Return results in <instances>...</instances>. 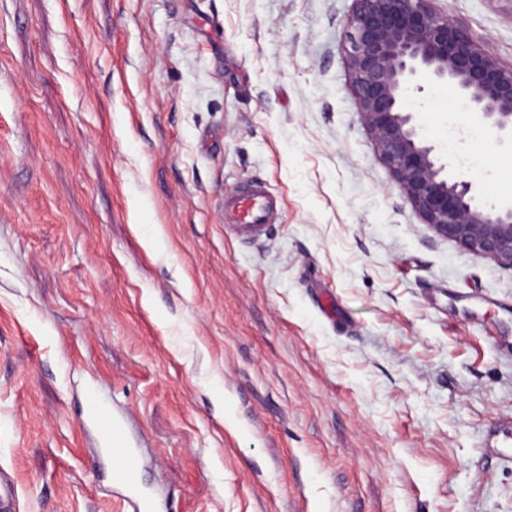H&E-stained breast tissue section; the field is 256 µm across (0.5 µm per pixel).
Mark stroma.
Masks as SVG:
<instances>
[{
    "label": "stroma",
    "mask_w": 512,
    "mask_h": 512,
    "mask_svg": "<svg viewBox=\"0 0 512 512\" xmlns=\"http://www.w3.org/2000/svg\"><path fill=\"white\" fill-rule=\"evenodd\" d=\"M512 64V0H432ZM353 0H0V472L16 512H512V271L437 237L379 161ZM406 102L512 202L456 89ZM246 181L279 202L224 221ZM277 211L276 197L262 182L244 183L224 197L225 223L238 224L248 233H259L267 224H273ZM98 423L106 445L101 449L111 452L113 457L122 461L116 470V479L134 497L135 510L152 512L153 504L150 499L139 493V466L133 448L128 445L124 428L106 414L98 416Z\"/></svg>",
    "instance_id": "stroma-1"
}]
</instances>
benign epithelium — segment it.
<instances>
[{
    "mask_svg": "<svg viewBox=\"0 0 512 512\" xmlns=\"http://www.w3.org/2000/svg\"><path fill=\"white\" fill-rule=\"evenodd\" d=\"M353 2L344 59L378 159L436 236L512 270V206L480 202L472 180L445 170L405 104L422 77L451 83L492 133L512 136V65L431 0Z\"/></svg>",
    "mask_w": 512,
    "mask_h": 512,
    "instance_id": "obj_1",
    "label": "benign epithelium"
}]
</instances>
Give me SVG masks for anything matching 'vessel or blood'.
<instances>
[{
    "label": "vessel or blood",
    "mask_w": 512,
    "mask_h": 512,
    "mask_svg": "<svg viewBox=\"0 0 512 512\" xmlns=\"http://www.w3.org/2000/svg\"><path fill=\"white\" fill-rule=\"evenodd\" d=\"M277 211L276 197L258 181L244 183L224 198L225 222L240 225L242 230L252 234L273 223ZM98 423L106 451L121 461L116 471L117 480L134 495L137 512H152L150 499L139 493V466L133 448L128 445L124 428L105 414L99 415Z\"/></svg>",
    "instance_id": "1"
}]
</instances>
